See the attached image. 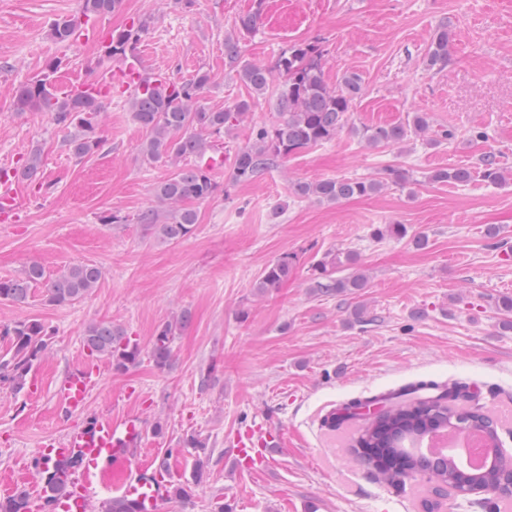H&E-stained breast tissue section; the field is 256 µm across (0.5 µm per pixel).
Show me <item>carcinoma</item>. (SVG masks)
<instances>
[{"label":"carcinoma","mask_w":512,"mask_h":512,"mask_svg":"<svg viewBox=\"0 0 512 512\" xmlns=\"http://www.w3.org/2000/svg\"><path fill=\"white\" fill-rule=\"evenodd\" d=\"M122 4L123 0H82L81 15L87 19L106 17L118 11ZM258 16L259 12L255 11L240 17L235 24L237 33L225 36L224 56L229 63H238L241 38L254 29ZM148 29V21L139 20L113 31L102 46L101 60L110 62L115 57L133 54ZM80 30L81 24L75 18L59 19L50 28L53 39L64 45L77 40ZM452 42V32L446 26L440 27L429 46L426 66L430 69L445 67L450 59ZM324 56L320 43L302 41L291 45L278 57L275 68L284 76L282 87L275 90L279 121L272 127L254 128L252 142L238 148L231 169L232 181H249L271 168L279 159L332 140L345 126L353 102L362 91V78L355 72H348L340 86L330 87L324 80ZM59 67L60 61L50 62L41 75L16 87L14 105L21 112L50 113L57 125L70 130L69 150L74 157L81 159L97 152L102 145L95 118L102 107L103 86L95 87L92 94L62 97L55 92L53 81ZM268 74V68L260 64L246 63L238 69L240 81L258 97L270 89ZM210 81V72L203 69L185 81L165 77L158 83L155 77L142 75L139 78L140 89L130 93V111L146 132L142 146L144 157L150 162L163 159L173 166L170 175L154 187L156 202L165 210L150 206L136 217V223L146 227L164 243L173 244L191 234L199 220L198 212L191 203L211 198L216 190V182L209 170L188 166L184 160L205 153L212 147V138L241 124L252 111V104L247 99H239L221 110L202 106L200 95ZM428 128L427 114L415 112L403 123L366 128L364 137L374 145L399 144ZM41 169V156L33 152L16 176L32 180L38 177ZM475 177L490 184L504 181L503 168L494 153H486L474 169H439L433 172L430 180L463 184ZM407 180L406 173L385 168L379 176L370 179L330 178L300 182L295 184L294 193L334 203L355 196H369L390 183L401 185ZM356 261L354 254L347 253L343 256L336 254L321 262L314 282L316 291L327 295H348L366 287L367 278L362 273L335 276L337 270ZM293 268L294 256L288 253L281 255L264 269L255 288L264 293L278 287L288 279ZM102 277L101 267L81 262L65 267L48 281L44 269L31 264L17 278L0 279V302L25 303L33 288L43 284L46 302L51 305L72 304L89 296ZM190 322L191 316L185 312L157 329L148 348L157 368L170 366L174 340ZM4 336L9 347L0 356V383H7L14 391L20 392L25 388L34 364L47 351L52 333L42 322L33 319L5 327ZM83 343L90 354L108 360L117 372L135 364L142 354L139 344L132 343V338L123 328L110 323L89 324L83 333ZM473 401L475 397L469 396V386L462 383L418 381L342 405L332 414L331 425L336 430L353 429L357 432L351 450L382 483L399 485L411 476H421L433 483L437 491L462 492L478 484L499 493L505 490L504 477L512 476V456L498 451V423L492 415L476 407ZM370 406L377 407V411L372 414L362 412L363 408ZM439 429L484 433L492 449L490 463L483 469L471 471L446 458L419 455L407 447L408 443ZM35 468L47 473L42 492L45 512H50L53 501L67 491L69 473L76 471L77 462L51 465L38 459ZM0 512H32L30 499L24 492L0 499Z\"/></svg>","instance_id":"cac0c4a2"}]
</instances>
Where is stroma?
<instances>
[{"label": "stroma", "instance_id": "1", "mask_svg": "<svg viewBox=\"0 0 512 512\" xmlns=\"http://www.w3.org/2000/svg\"><path fill=\"white\" fill-rule=\"evenodd\" d=\"M79 9L80 0H0V173L21 167L34 148L43 159L40 181L17 186L15 218L0 222V278L32 262L50 278L77 262L103 270L98 288L70 305L48 304L39 288L27 303H0V327L36 319L52 332L31 385H0V480L16 479L49 439L101 414L118 421L134 412L144 422V458L166 462L169 480L187 489L165 498L161 512H211L218 493L225 512H423L429 498L437 512H494L485 493L437 498L421 477L379 482L351 456L352 432L329 430L324 418L417 380L460 381L498 419L512 454V329L498 307L512 297V0H124L86 22L80 39L55 43L52 23ZM254 11L260 18L242 40L243 60L270 67L294 42L317 40L326 83L354 71L362 91L333 140L233 183L235 149L254 127L278 119L272 98L256 99L219 146L188 158L212 164L217 190L196 203L199 222L179 243H163L135 221L171 169L144 160V135L120 83L99 116L103 148L80 162L49 113L14 107L15 87L49 61L86 81L123 68L119 59L99 66L100 45L146 18L135 52L142 72L183 81L207 69L213 79L200 101L224 108L247 93L224 56V36ZM444 25L455 34L453 53L431 70L424 58ZM411 112L428 114L425 135L394 145L359 135ZM479 131L485 139H476ZM487 152L505 168L504 183L428 180L437 168L478 167ZM387 166L408 172L412 184L335 203L293 194L299 182L372 178ZM111 214L123 223H105ZM394 224L406 235L390 234ZM420 233L427 248L413 243ZM348 251L367 287L347 296L315 291L316 265ZM285 252L296 257L288 280L257 293L256 280ZM184 311L191 323L163 370L144 355L118 373L83 344L88 324L109 322L145 348ZM79 363L99 376L86 410L67 413L57 386ZM255 421L281 445L264 469L241 472L233 437ZM192 435L206 440V452L186 445Z\"/></svg>", "mask_w": 512, "mask_h": 512}]
</instances>
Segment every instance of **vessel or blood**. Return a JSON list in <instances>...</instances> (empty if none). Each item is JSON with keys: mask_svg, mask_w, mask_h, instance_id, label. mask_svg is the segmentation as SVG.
Returning a JSON list of instances; mask_svg holds the SVG:
<instances>
[{"mask_svg": "<svg viewBox=\"0 0 512 512\" xmlns=\"http://www.w3.org/2000/svg\"><path fill=\"white\" fill-rule=\"evenodd\" d=\"M96 377V370L85 365L74 366L67 373L58 387V395L68 411L85 410L88 391ZM143 435L144 423L139 415L132 413L117 423L107 416L98 417L94 424L69 431L45 444L42 448L45 458L58 461L74 457L80 462L71 492L56 502V512H88L91 503L88 483L104 461L111 462L113 468L107 497L129 500L136 512H160L163 483L157 474L149 473L146 463L133 455ZM271 446V440L258 432L245 430L236 442V467L242 470L261 463Z\"/></svg>", "mask_w": 512, "mask_h": 512, "instance_id": "1", "label": "vessel or blood"}]
</instances>
